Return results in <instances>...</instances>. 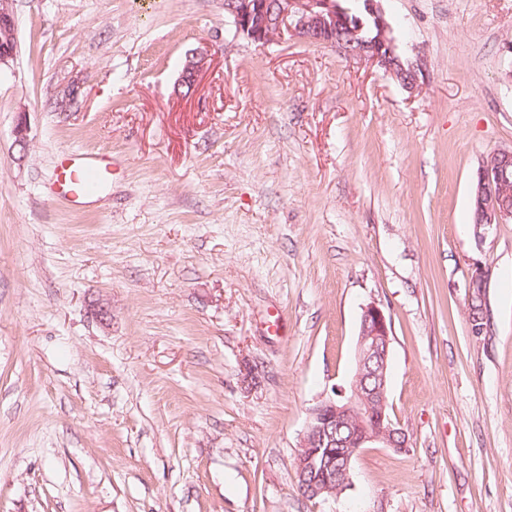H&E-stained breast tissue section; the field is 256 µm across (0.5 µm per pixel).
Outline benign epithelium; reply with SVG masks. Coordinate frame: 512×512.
<instances>
[{
    "mask_svg": "<svg viewBox=\"0 0 512 512\" xmlns=\"http://www.w3.org/2000/svg\"><path fill=\"white\" fill-rule=\"evenodd\" d=\"M366 13L377 34L359 38L364 22L356 27L343 17L338 0H224L236 34L259 46L289 35L311 43H330V33L342 24L349 26L350 42L336 49L349 59L367 61L397 80L408 92L420 85L421 59L411 61L399 52L397 40L379 0H365ZM17 51L16 21L12 0H0V66L14 59ZM208 55L199 53L185 65L179 86L195 90L199 74L207 68ZM512 174V151L492 154L479 166L471 202L481 216L478 226L512 222V204L502 187ZM489 283V268H472L469 300L481 299ZM392 328L390 317L374 303L362 309L354 355V376L349 388L322 400L314 407L303 433L300 469L306 496L336 493L340 474H350L351 463L363 448H408L405 432L394 426L387 397L388 366Z\"/></svg>",
    "mask_w": 512,
    "mask_h": 512,
    "instance_id": "benign-epithelium-1",
    "label": "benign epithelium"
}]
</instances>
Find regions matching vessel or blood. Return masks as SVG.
I'll return each mask as SVG.
<instances>
[{
    "label": "vessel or blood",
    "mask_w": 512,
    "mask_h": 512,
    "mask_svg": "<svg viewBox=\"0 0 512 512\" xmlns=\"http://www.w3.org/2000/svg\"><path fill=\"white\" fill-rule=\"evenodd\" d=\"M112 157L106 152L78 149L58 153L48 192L83 206L110 190Z\"/></svg>",
    "instance_id": "obj_1"
}]
</instances>
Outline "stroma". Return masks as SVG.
Listing matches in <instances>:
<instances>
[{"label": "stroma", "instance_id": "35a3bbf8", "mask_svg": "<svg viewBox=\"0 0 512 512\" xmlns=\"http://www.w3.org/2000/svg\"><path fill=\"white\" fill-rule=\"evenodd\" d=\"M381 5L424 62L415 92L330 44L234 36L224 0H14L0 512H512V222L471 214L479 164L512 151V0ZM66 148L112 156L80 209L46 190ZM370 303L409 446L364 449L349 489L309 499L300 439ZM208 65V56L204 53H197L191 59L188 60V63L185 65L180 82L178 86H185L188 84L190 86L191 94L196 87V82L199 74L207 68Z\"/></svg>", "mask_w": 512, "mask_h": 512}]
</instances>
